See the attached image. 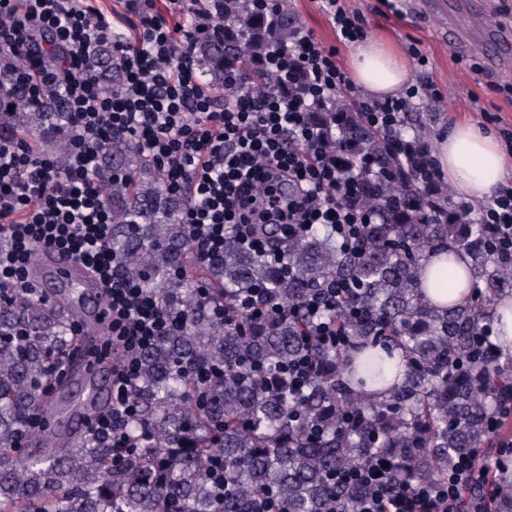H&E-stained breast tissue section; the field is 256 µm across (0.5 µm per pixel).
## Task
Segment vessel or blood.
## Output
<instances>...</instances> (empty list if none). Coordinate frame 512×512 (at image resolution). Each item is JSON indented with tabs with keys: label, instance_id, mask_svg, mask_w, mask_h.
Listing matches in <instances>:
<instances>
[{
	"label": "vessel or blood",
	"instance_id": "b4317fda",
	"mask_svg": "<svg viewBox=\"0 0 512 512\" xmlns=\"http://www.w3.org/2000/svg\"><path fill=\"white\" fill-rule=\"evenodd\" d=\"M426 13L438 29L460 38L477 36L485 47L497 39L498 20L488 0H482L478 6L472 5L470 0H430ZM28 273L40 289L45 288L51 278L74 287L73 292H57L51 296L52 301L63 306L83 328L69 359L70 379L64 388L68 403L61 417L64 430L55 437L56 445L69 447L112 395V369L100 366L92 353L102 328L108 323L104 300L98 282L89 277L83 266L56 250L37 251Z\"/></svg>",
	"mask_w": 512,
	"mask_h": 512
}]
</instances>
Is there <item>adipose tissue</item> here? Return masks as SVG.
<instances>
[{
    "label": "adipose tissue",
    "mask_w": 512,
    "mask_h": 512,
    "mask_svg": "<svg viewBox=\"0 0 512 512\" xmlns=\"http://www.w3.org/2000/svg\"><path fill=\"white\" fill-rule=\"evenodd\" d=\"M353 83L376 98L398 95L408 80V67L396 51L380 41L359 42L352 58ZM436 161L449 185L474 201L491 196L512 172V155L493 135L480 132L474 124L461 121L440 136Z\"/></svg>",
    "instance_id": "adipose-tissue-1"
}]
</instances>
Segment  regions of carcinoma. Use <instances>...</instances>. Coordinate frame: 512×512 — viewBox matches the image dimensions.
Masks as SVG:
<instances>
[{"label": "carcinoma", "instance_id": "1", "mask_svg": "<svg viewBox=\"0 0 512 512\" xmlns=\"http://www.w3.org/2000/svg\"><path fill=\"white\" fill-rule=\"evenodd\" d=\"M294 31L287 13L270 20L238 5L216 31L197 40L206 82L224 95V77L248 67L258 90H280L258 58ZM91 67L111 87L122 80L112 51ZM12 115L34 128H56L64 108L40 109L13 90ZM311 123L332 147L336 165L361 181L374 211L361 246L342 249L314 225L281 244L284 228L263 235L283 245L275 262L242 249L236 231L209 276L213 296L230 301L262 288L279 312L228 324L197 284L181 277L189 263L185 202L151 175L152 162L121 135L101 150L115 177L112 250L119 273L154 293L175 328L139 355L132 389L137 406L124 432L136 448L86 437L76 446L27 448L26 426L44 414L42 382L73 346L68 316L52 302L17 296L0 307V512H355L364 490L337 481L357 464L387 456L395 470L388 494L422 481L442 483L455 461L479 452L498 409L512 402V355L477 340L497 302L512 293V263L502 260L486 225L467 206L419 178L436 165L414 135L413 149L393 151L338 92ZM465 255L471 293L438 309L419 290L435 256ZM332 280L353 284L343 301L316 316L305 302ZM336 323V338L313 336ZM304 359L305 386L286 365ZM388 387L379 395L370 386ZM496 512H512V483L496 486Z\"/></svg>", "mask_w": 512, "mask_h": 512}]
</instances>
